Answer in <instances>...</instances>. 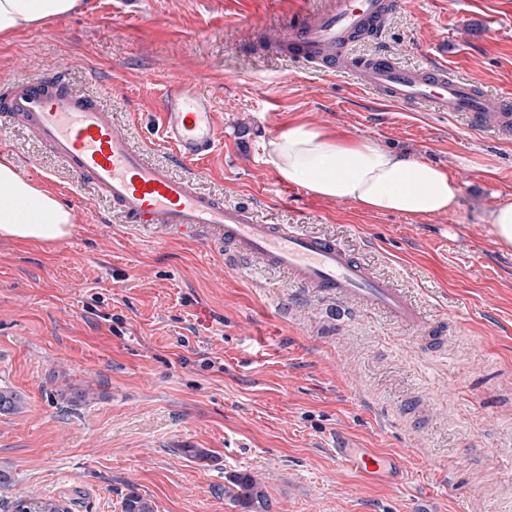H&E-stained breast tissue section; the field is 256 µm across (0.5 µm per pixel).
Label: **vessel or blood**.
Segmentation results:
<instances>
[{"mask_svg":"<svg viewBox=\"0 0 512 512\" xmlns=\"http://www.w3.org/2000/svg\"><path fill=\"white\" fill-rule=\"evenodd\" d=\"M400 0H319L298 10L283 32L280 48L308 68L332 74L344 68L361 84L394 102L428 105L453 112L471 128L486 129L488 114L496 128L512 129V97L491 102L479 86L450 76L446 68L408 67L384 54L352 58L362 37L382 35ZM0 112L23 119L48 145L78 182L108 199L131 230L180 232L211 246L231 242L241 263L287 270L294 283L326 301H356L387 312L398 324L417 326L421 309L404 289L379 276L335 239L304 233L294 225L262 224L245 207L228 206L203 194L167 166L150 162L126 130L94 98L75 92L59 70L36 79H19L0 93ZM160 136L178 161L210 155L221 134L211 120V105L196 85L182 81L167 87ZM337 455L363 475L403 467L394 457L370 448L337 447Z\"/></svg>","mask_w":512,"mask_h":512,"instance_id":"1","label":"vessel or blood"}]
</instances>
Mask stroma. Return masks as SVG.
Here are the masks:
<instances>
[{"label": "stroma", "mask_w": 512, "mask_h": 512, "mask_svg": "<svg viewBox=\"0 0 512 512\" xmlns=\"http://www.w3.org/2000/svg\"><path fill=\"white\" fill-rule=\"evenodd\" d=\"M303 0H82L75 12L0 39V89L55 68L98 98L149 159L262 224L336 239L406 289L426 322L334 305L285 273L245 277L233 247L133 232L23 124L0 117V157L74 215L50 244L0 241L4 499L121 512L129 488L155 512H240L227 474L264 484L270 512H512V249L489 215L512 199V131L405 109L353 74L305 68L275 47ZM430 62L512 88V0H401L378 40L354 49ZM190 80L222 139L176 162L157 136L169 84ZM292 123L332 125L445 168L456 209L427 219L365 211L282 180L267 144ZM88 387L77 406L64 383ZM403 459L380 483L336 455V436ZM204 448L208 459L187 456Z\"/></svg>", "instance_id": "stroma-1"}]
</instances>
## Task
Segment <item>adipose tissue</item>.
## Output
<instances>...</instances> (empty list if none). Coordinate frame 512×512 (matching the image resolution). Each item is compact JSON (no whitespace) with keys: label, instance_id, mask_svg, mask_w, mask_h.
Wrapping results in <instances>:
<instances>
[{"label":"adipose tissue","instance_id":"adipose-tissue-1","mask_svg":"<svg viewBox=\"0 0 512 512\" xmlns=\"http://www.w3.org/2000/svg\"><path fill=\"white\" fill-rule=\"evenodd\" d=\"M80 0H0V38L74 12ZM285 181L339 203L376 213L428 218L456 208L460 189L442 167L382 148L331 126L298 123L269 143ZM73 214L48 191L0 160V239L51 243L70 234Z\"/></svg>","mask_w":512,"mask_h":512}]
</instances>
